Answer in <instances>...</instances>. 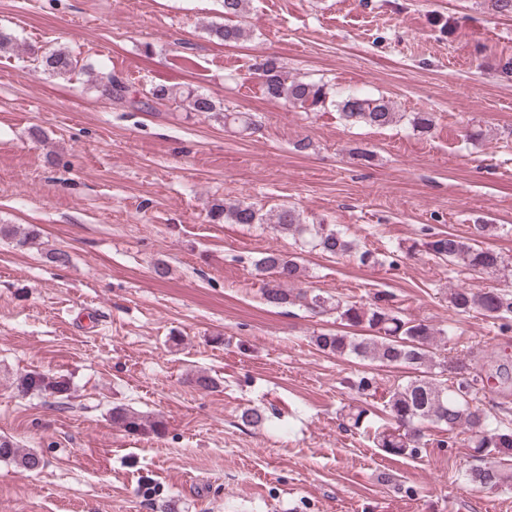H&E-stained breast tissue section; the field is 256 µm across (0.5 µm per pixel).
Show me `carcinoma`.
Masks as SVG:
<instances>
[{
	"label": "carcinoma",
	"mask_w": 512,
	"mask_h": 512,
	"mask_svg": "<svg viewBox=\"0 0 512 512\" xmlns=\"http://www.w3.org/2000/svg\"><path fill=\"white\" fill-rule=\"evenodd\" d=\"M211 33L225 42H236L246 36L245 28L224 24L211 28ZM40 67L50 74L66 75L76 69L78 60L62 49H53L40 56ZM263 81L265 92L276 99H283L292 107L310 110L322 106L329 99L327 87L310 80H288L283 67L275 59H266L256 67ZM95 84L103 95L122 100L127 86L119 78L105 83L103 73L95 76ZM158 101L189 100L193 110L217 113L215 102L203 95L187 94L172 87L157 86L150 91ZM341 118L350 124H364L375 128L389 127L402 118L392 102L384 96L371 97L354 92L334 100ZM414 129L422 134L431 132L435 125L432 112H415L410 117ZM213 222L226 224H270L281 234L304 239L311 248L329 257L355 254L363 266L380 265L372 251L355 250V243L346 232L331 224H306L295 208L283 206L273 214H263L252 202L237 201L217 204L210 211ZM460 266L473 273H493L503 266L499 252L478 244L472 238L455 234H438L407 248L408 255L418 251ZM257 270L269 277L262 288L264 300L276 306H303L311 311H332L349 327H364L369 334L350 336L328 333L315 337L316 346L329 354L354 356L376 362L385 367H404L412 371L408 380L390 388L385 395L384 408L389 424L374 430L372 443L388 455L412 456L419 448L422 434L420 425L425 422L446 427L452 434L464 426L470 432L469 447L480 458L496 457L498 461L478 466L468 473L473 484L488 489L499 488L512 481V428L492 424L486 411L473 404L482 375L472 364L462 360L444 362V367L454 374L455 381L447 383L436 378L431 371L436 358V347L447 343L448 331L424 321L405 319L389 305L388 299L376 294L369 301L332 300L319 293L299 287L305 268L297 258L277 251H269L258 261ZM448 303L459 313L477 312L486 319L506 321L512 315V295L501 289L489 288L475 291L460 287L448 289ZM17 390L26 395L37 392L61 399L69 397L70 382L59 376L40 372L26 373L18 379ZM112 423L129 434L160 433L161 420H150L123 408H112ZM0 459L10 460L26 471H35L44 463L34 450L19 448L10 439L0 438Z\"/></svg>",
	"instance_id": "obj_1"
}]
</instances>
